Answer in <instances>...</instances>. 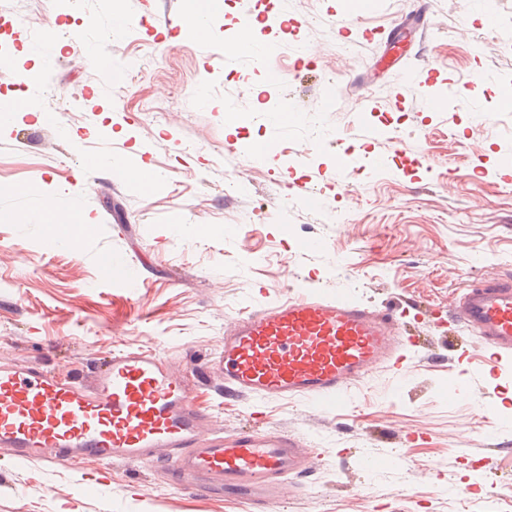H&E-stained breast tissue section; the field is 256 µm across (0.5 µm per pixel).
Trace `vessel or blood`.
Here are the masks:
<instances>
[{"label":"vessel or blood","mask_w":512,"mask_h":512,"mask_svg":"<svg viewBox=\"0 0 512 512\" xmlns=\"http://www.w3.org/2000/svg\"><path fill=\"white\" fill-rule=\"evenodd\" d=\"M102 279L130 289L131 264L102 256ZM454 321L495 362H512V281L468 285ZM418 340L390 311L345 294L312 291L240 315L206 366L224 394L294 399L335 411L352 384L382 366L402 375ZM200 375L175 370L157 349H115L77 376L17 361L0 363V451L17 465L75 460L164 464L175 485L220 492L265 512L289 476L312 463L303 442L277 429L233 432L195 401Z\"/></svg>","instance_id":"b4317fda"}]
</instances>
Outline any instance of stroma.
Wrapping results in <instances>:
<instances>
[{
  "mask_svg": "<svg viewBox=\"0 0 512 512\" xmlns=\"http://www.w3.org/2000/svg\"><path fill=\"white\" fill-rule=\"evenodd\" d=\"M106 2L76 0L63 27L48 0H0V43L15 62L0 73V101L34 106L0 121V210L12 214L0 222V358L76 374L113 349L155 347L190 371L239 315L305 289L346 292L393 309L418 336L401 377L375 368L333 412L224 398L216 378L198 393L225 430L259 417L311 448L312 471L289 477L267 512H512V366L496 367L448 318L475 279L512 278V175L498 167L512 151V111L499 106L512 87V0H491V29L471 0H292L307 23L298 38L278 0H223L209 40L184 24L187 0H125L128 27L115 35ZM260 12L254 40L277 56L226 59L241 15ZM346 16L343 38L335 21ZM50 31L55 67L44 85L18 90L40 66L33 41ZM74 38L106 42L114 64L143 57L145 70L97 93L102 69L70 54ZM281 66L284 83L272 78ZM475 70L483 82L470 83ZM432 96L452 104L428 111ZM280 101L298 119L271 158L232 153L271 137ZM340 151L388 165L348 177L336 170ZM91 152L104 155L102 171L86 170ZM136 158L162 173L155 190L115 175ZM309 181L322 207L295 204ZM50 208L85 216L72 246L46 249ZM308 238L321 251H302ZM103 254L134 265L142 287L100 279ZM0 512L245 510L172 486L159 464L0 460Z\"/></svg>",
  "mask_w": 512,
  "mask_h": 512,
  "instance_id": "obj_1",
  "label": "stroma"
}]
</instances>
